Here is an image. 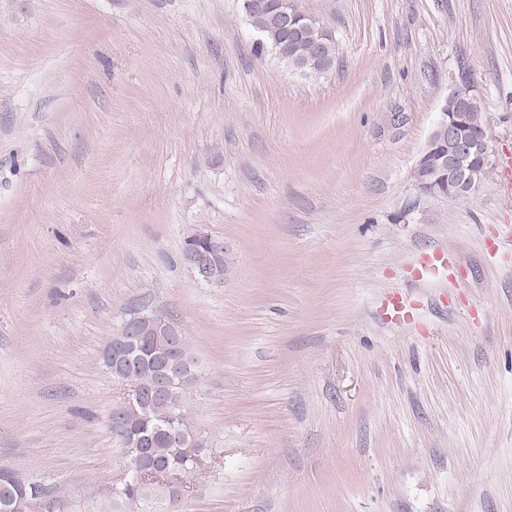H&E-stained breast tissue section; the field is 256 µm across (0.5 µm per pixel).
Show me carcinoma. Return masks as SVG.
Listing matches in <instances>:
<instances>
[{
  "label": "carcinoma",
  "mask_w": 512,
  "mask_h": 512,
  "mask_svg": "<svg viewBox=\"0 0 512 512\" xmlns=\"http://www.w3.org/2000/svg\"><path fill=\"white\" fill-rule=\"evenodd\" d=\"M264 19L262 39L256 48H270L293 69L306 74H322L337 61L336 42L332 34L321 29L322 37L313 41L291 31L282 20V0H263ZM483 113L470 114L468 124L461 130L464 138H474L481 132ZM170 350V337L163 333L149 336L138 348L139 364L133 368L112 372V378L142 394L135 401L125 400L112 409L109 415L112 433L119 439L126 462H131L141 449H146L155 466L172 473H190L204 464L206 448L190 427L184 411V399L188 389L196 381L194 361L187 347L176 351L183 359L177 373L158 361V356ZM168 381L170 391L165 398L150 399L154 387ZM178 426L180 436L171 442L165 430ZM177 481L162 479L145 485L120 481L108 489L112 502L149 506L166 502L173 506L179 501L174 485ZM6 512H65L66 502L41 489L31 486L9 472H0V507Z\"/></svg>",
  "instance_id": "cac0c4a2"
}]
</instances>
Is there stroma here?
Returning <instances> with one entry per match:
<instances>
[{
  "mask_svg": "<svg viewBox=\"0 0 512 512\" xmlns=\"http://www.w3.org/2000/svg\"><path fill=\"white\" fill-rule=\"evenodd\" d=\"M300 4L329 72L256 52L244 0H0V472L69 512L123 475L102 352L134 309L194 361L178 512H512V196L412 179L465 81L512 151V0ZM437 247L457 274L415 281ZM208 250H196L190 255V268L198 280L206 284L222 285L223 277H218L214 271L213 257L224 251V257L220 259V271L224 275L230 263L229 253L223 239L212 237L208 244Z\"/></svg>",
  "mask_w": 512,
  "mask_h": 512,
  "instance_id": "obj_1",
  "label": "stroma"
}]
</instances>
